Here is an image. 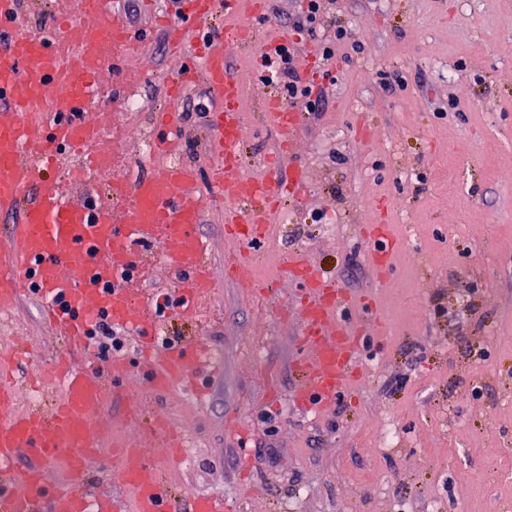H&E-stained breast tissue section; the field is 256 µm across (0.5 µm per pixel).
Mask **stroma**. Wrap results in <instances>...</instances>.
Listing matches in <instances>:
<instances>
[{
  "mask_svg": "<svg viewBox=\"0 0 512 512\" xmlns=\"http://www.w3.org/2000/svg\"><path fill=\"white\" fill-rule=\"evenodd\" d=\"M267 22L256 41H287L300 74L323 93V111L298 112L289 132L272 126L265 101L287 106L267 81L260 56L230 47L228 67L243 86L242 167L254 172L278 155L279 178L306 177L283 200L265 239L228 237L222 207L204 202L196 231L210 245L219 281L199 323L172 308L155 319L156 336L200 339L221 367L210 400L198 406L173 391L153 392L132 337L126 371L93 358L91 369L115 379L97 416L102 424L91 479L136 512V496L118 478L112 441L144 445L125 414L136 402L144 419L163 414L193 448L190 463L166 469L172 498L222 496L228 512H512V0H333L331 18L356 33L336 56L311 65L320 47L287 28L301 0H257ZM130 24L148 32L120 76L105 72L94 109L112 115L102 144L111 168L98 186H67L72 200L120 216L111 184L157 171L144 138L167 104L169 81L184 65L153 26L147 0H122ZM397 74L403 86L385 88ZM136 98L138 111L125 109ZM218 111L220 97L197 80L174 108L184 135L180 161L208 177L217 136L208 119L187 118L196 104ZM388 226L398 249L380 258L366 234ZM302 251L352 297V315L372 308L386 334L370 339L354 393L314 414L297 405L302 348L300 276L287 259ZM245 252L264 293L229 279L228 257ZM388 276H381V266ZM17 339L46 364L64 348L40 321L30 296L0 316V348ZM274 368L280 396H266ZM384 417L392 443L368 428ZM248 430L233 437L231 422Z\"/></svg>",
  "mask_w": 512,
  "mask_h": 512,
  "instance_id": "35a3bbf8",
  "label": "stroma"
}]
</instances>
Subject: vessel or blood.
Returning <instances> with one entry per match:
<instances>
[{"label": "vessel or blood", "instance_id": "obj_1", "mask_svg": "<svg viewBox=\"0 0 512 512\" xmlns=\"http://www.w3.org/2000/svg\"><path fill=\"white\" fill-rule=\"evenodd\" d=\"M238 3L188 0L187 15L207 23L218 13L236 12ZM110 4L72 0V13L44 33L29 29L20 0H0V214L15 217L0 232V313L37 293L44 301L45 322L67 342L66 352L43 374L64 391L51 411L36 406L14 413L22 383L0 379V512H39L45 501L50 512H118L113 499L97 494L87 482L98 457L95 414L108 395L105 382L79 359L94 318L107 314L114 325L140 336L152 390L186 385L213 364L209 346L198 341L152 360L150 298L122 279L136 260L135 244L158 243L165 264L186 282L178 315L188 322L198 319L201 300L217 282L208 247L195 230L202 214L196 167L166 165L128 186L114 182L113 194L133 197L118 224L110 210L70 201L64 184L48 175L49 169L64 167L79 183L111 166L110 153L99 147L102 128L88 121V107L101 87V72L119 68L122 53L137 50L140 39ZM200 74L224 98L223 109L211 115L221 154L210 178V199L223 205L225 223L244 225V241L250 244L259 240L258 228L268 223L279 196L290 188L301 191L304 181L298 177L285 184L272 168L261 176L243 171L242 87L228 71L222 42L204 43L202 73L189 69L171 81V101H178ZM156 127L163 132L157 151L179 153L181 135L169 112L158 113ZM290 263L309 287L301 305L299 342L305 356L296 397L319 412L346 394L357 376L361 330L338 316L349 301L343 288L322 282L302 256H292ZM149 431L163 436L164 459L125 443L114 464L136 489L138 512H171V493L161 471L181 458L184 439L161 416ZM24 455L32 462L22 467L18 460ZM59 459L69 482L52 490L46 467Z\"/></svg>", "mask_w": 512, "mask_h": 512}]
</instances>
